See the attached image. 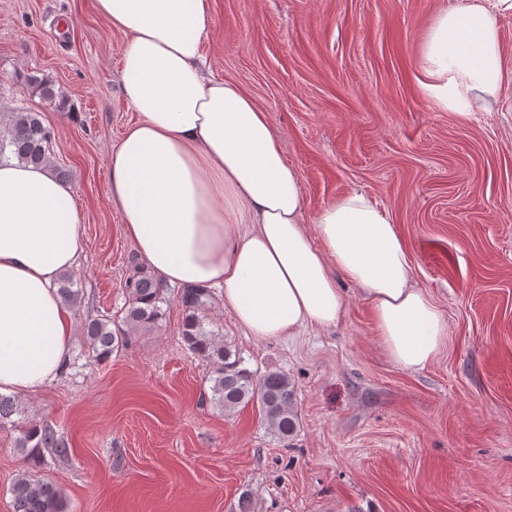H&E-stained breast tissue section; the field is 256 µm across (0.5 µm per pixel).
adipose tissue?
<instances>
[{"label": "adipose tissue", "mask_w": 512, "mask_h": 512, "mask_svg": "<svg viewBox=\"0 0 512 512\" xmlns=\"http://www.w3.org/2000/svg\"><path fill=\"white\" fill-rule=\"evenodd\" d=\"M127 34L120 82L137 120L108 156L109 189L140 256L170 285L217 289L258 339L329 328L343 317L344 277L369 302L399 367L427 368L448 337L413 282L397 227L363 194L304 226L297 170L273 126L236 85L205 75L210 0H95ZM512 0L440 12L421 51L425 93L460 113L497 102L504 66L497 16ZM82 240L72 185L47 166L0 160V393L34 394L62 372L73 315L57 292Z\"/></svg>", "instance_id": "1"}]
</instances>
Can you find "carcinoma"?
Segmentation results:
<instances>
[{
	"instance_id": "carcinoma-1",
	"label": "carcinoma",
	"mask_w": 512,
	"mask_h": 512,
	"mask_svg": "<svg viewBox=\"0 0 512 512\" xmlns=\"http://www.w3.org/2000/svg\"><path fill=\"white\" fill-rule=\"evenodd\" d=\"M19 80L39 92L42 99H57L52 82L35 74H24ZM52 132L44 125L40 113L30 109L9 112L5 125L0 127V159L13 157L21 163L43 165L49 162ZM128 288L130 297L123 317V327H112V318H96L85 323L83 337L92 358L103 361L125 346L129 332L157 325L164 316L162 305L167 303L166 288L161 280L136 261ZM63 301L77 303L80 289L66 276L59 286ZM210 291L203 288H184L179 302L182 306V334L189 349L212 365L208 376L211 402L227 412L252 406L259 419L281 442L292 438L299 428L294 385L283 372L269 370L262 375L243 366L232 347L222 345L205 329L204 310ZM41 448H55L60 453L67 448L60 444L52 430L32 427L17 442V450L25 462L35 460ZM14 512H64V499L54 485L23 472L11 489Z\"/></svg>"
}]
</instances>
